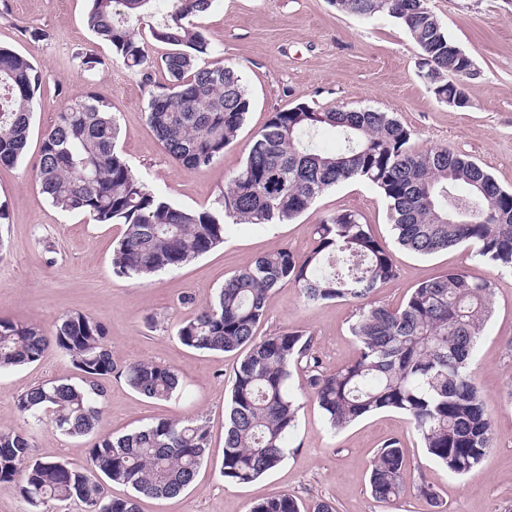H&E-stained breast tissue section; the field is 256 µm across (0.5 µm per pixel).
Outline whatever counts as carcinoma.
I'll list each match as a JSON object with an SVG mask.
<instances>
[{
    "instance_id": "obj_1",
    "label": "carcinoma",
    "mask_w": 512,
    "mask_h": 512,
    "mask_svg": "<svg viewBox=\"0 0 512 512\" xmlns=\"http://www.w3.org/2000/svg\"><path fill=\"white\" fill-rule=\"evenodd\" d=\"M361 17L395 19L444 76L429 85L441 101L455 88L469 90V63L456 56L425 0H332ZM212 0H90L86 25L145 82L150 60L140 27L165 44L168 83L151 95L147 122L187 169L210 166L238 136L250 99L232 67L199 61L214 46L194 19ZM40 71L26 57L0 48V164L24 154ZM335 133L325 151L320 132ZM119 128L93 94L68 99L45 131L36 181L54 208L82 213L98 224H120L113 273L144 279L176 270L224 242L225 224H279L304 213L324 191L349 180L376 187L388 202L400 247L429 256L465 244L471 258L512 272V191L475 160L448 148L414 151L408 130L388 112L315 111L304 104L271 114L254 136L245 160L224 191L222 209L178 207L147 186L117 148ZM390 250L361 215L336 212L315 225V246L300 259L283 247L224 281L213 299L178 330L180 342L202 351H244L235 369L220 473L250 483L276 468L288 453L301 404L287 390L291 368L304 372L306 393L330 431L384 410L408 417L427 456L450 473L476 470L493 446L494 429L470 365L492 314V280L450 270L420 283L397 308L376 304L378 289L397 278ZM292 284L309 303L342 299L356 305L350 332L353 360L321 369L313 337L287 329L257 334L269 294ZM59 349L79 382L55 380L18 399L26 427L0 429V481L22 476L19 492L35 509L78 501L86 512H140L141 497H173L188 487L203 463L209 432L196 420L159 419L89 451V465L74 467L32 457L31 428L49 420L60 433L82 437L103 414L112 349L102 325L72 312L51 330L0 317V371L36 362ZM128 385L153 399L180 392L178 373L148 361L125 369ZM405 457L395 438L384 442L370 468L373 498L388 502L402 489ZM112 484L132 494L114 498ZM252 512H300L297 499L275 494Z\"/></svg>"
}]
</instances>
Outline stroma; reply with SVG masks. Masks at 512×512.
Segmentation results:
<instances>
[{"label": "stroma", "mask_w": 512, "mask_h": 512, "mask_svg": "<svg viewBox=\"0 0 512 512\" xmlns=\"http://www.w3.org/2000/svg\"><path fill=\"white\" fill-rule=\"evenodd\" d=\"M449 39L474 62L470 104L439 101L419 68L421 50L394 19L347 15L331 0H214L196 24L212 42V65L237 69L250 99L237 139L212 165L187 170L159 144L146 120L150 89L96 40L84 17L88 0H0V46L30 59L42 75L23 159L0 165V202L8 224L0 226V316L50 329L64 315L86 314L104 327L114 371L106 383L96 435L70 438L51 424L33 432V456L86 465L97 437L120 436L171 417L204 422L209 448L194 483L177 496L145 498L141 512H251L276 493L304 507L327 500L336 512H512V272L473 263L466 250L412 254L394 241L387 202L362 181L328 189L311 207L282 224H229L224 241L181 269L146 282L116 276L113 246L122 227L53 208L35 181L42 134L70 97L87 93L111 107L120 128L118 148L148 186L190 209H214L229 177L271 113L303 104L317 111L343 108L391 112L410 130L413 150L448 148L479 162L498 184L512 190V0H427ZM39 28L46 40L30 41ZM101 60L96 71L80 67L77 52ZM354 211L391 251L397 278L375 299L397 307L417 285L451 269L491 278L493 313L471 363L494 425L493 446L483 468L459 477L430 459L410 421L386 410L339 433L328 430L318 406L305 398L304 374L291 371L289 389L301 398L288 454L271 472L248 484L224 481L226 409L241 352H205L182 345L179 327L210 301L225 278L281 247L298 255L314 246V227L337 211ZM355 305L330 300L311 304L294 285L269 295L258 332L300 329L313 335L323 370L349 362L357 345L349 326ZM151 361L174 368L182 390L155 400L134 392L124 368ZM64 354L47 350L40 360L0 371V429L20 428L18 398L32 386L75 379ZM399 439L406 456L400 496L373 499L370 462L383 441ZM426 482L439 495L433 508L417 492Z\"/></svg>", "instance_id": "obj_1"}]
</instances>
